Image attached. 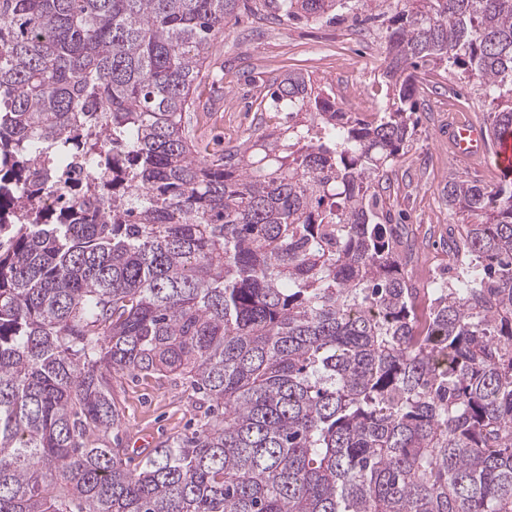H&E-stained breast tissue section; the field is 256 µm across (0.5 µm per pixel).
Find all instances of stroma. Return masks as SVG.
<instances>
[{
  "mask_svg": "<svg viewBox=\"0 0 512 512\" xmlns=\"http://www.w3.org/2000/svg\"><path fill=\"white\" fill-rule=\"evenodd\" d=\"M380 30L352 28L350 23L315 20L287 21L270 15L263 0H248L247 9L231 20L213 48L216 66L223 79L205 78L197 93L200 102L213 110L211 123L199 136L208 153H222L258 128L275 127L276 119L260 121L249 110L252 88L246 74L265 81L297 70L330 88L339 106L368 116L385 102L381 76H362L348 68L350 57L383 58ZM422 82L428 90L415 113L413 142L392 166L390 209L394 223L405 225L413 243L406 271L412 284L428 287L433 279L448 274V230L468 223V216L448 206L449 182L469 180L489 190L512 184V172L496 166V145L489 157L459 160L448 145V127L461 121L480 124L489 120L490 109L472 85L449 73H426ZM112 393L122 412L112 434L121 447L133 448L140 437L150 447L187 434L200 419L189 391L181 381L158 384L152 378L119 377Z\"/></svg>",
  "mask_w": 512,
  "mask_h": 512,
  "instance_id": "35a3bbf8",
  "label": "stroma"
}]
</instances>
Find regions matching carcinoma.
I'll use <instances>...</instances> for the list:
<instances>
[{
	"instance_id": "cac0c4a2",
	"label": "carcinoma",
	"mask_w": 512,
	"mask_h": 512,
	"mask_svg": "<svg viewBox=\"0 0 512 512\" xmlns=\"http://www.w3.org/2000/svg\"><path fill=\"white\" fill-rule=\"evenodd\" d=\"M240 8L0 0V512H512V189L448 183L483 222L423 319L381 194L420 67L512 133V0H279L378 24L388 101L293 71L258 103L286 122L212 157L191 112ZM119 373L203 409L134 468Z\"/></svg>"
}]
</instances>
